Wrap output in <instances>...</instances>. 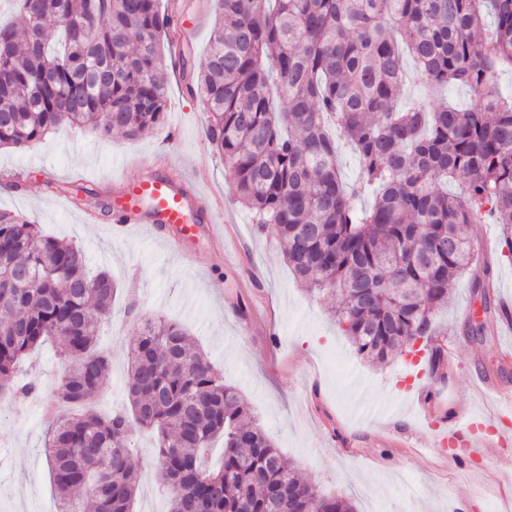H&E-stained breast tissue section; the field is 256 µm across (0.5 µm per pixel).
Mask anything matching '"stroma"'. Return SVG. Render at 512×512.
Segmentation results:
<instances>
[{
    "label": "stroma",
    "mask_w": 512,
    "mask_h": 512,
    "mask_svg": "<svg viewBox=\"0 0 512 512\" xmlns=\"http://www.w3.org/2000/svg\"><path fill=\"white\" fill-rule=\"evenodd\" d=\"M167 115L133 140L63 124L24 147L0 148V173L25 169L20 185L0 180V210L26 215L56 238L84 248L90 271H108L121 288L99 346L111 370L97 409L124 407L129 347L128 304L186 325L197 347L254 408L256 422L300 474L326 494L351 499L357 512H512V411L489 422L496 390L512 392V253L496 224L473 235L493 268L494 311L483 336H466L470 278L459 277L435 318L454 343L446 376L436 381L427 360L397 355L364 361L333 317L340 298L311 292L288 268L283 243L258 231L237 202L224 159L205 136L208 115L179 74L166 70ZM162 151L204 194L222 198L234 216L220 224L221 247L193 240L189 255L171 251L148 230L112 232L107 200L140 157ZM99 221L86 224L83 210ZM246 306L248 317L237 313ZM39 397L0 396V512H59L44 444L53 396L69 367L47 342L30 356ZM463 418L450 423L449 414ZM455 437L445 442L444 430ZM143 472L135 512H165L144 450L133 438Z\"/></svg>",
    "instance_id": "obj_1"
}]
</instances>
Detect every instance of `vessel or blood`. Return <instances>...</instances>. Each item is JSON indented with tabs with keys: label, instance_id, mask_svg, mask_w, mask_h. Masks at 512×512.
<instances>
[{
	"label": "vessel or blood",
	"instance_id": "b4317fda",
	"mask_svg": "<svg viewBox=\"0 0 512 512\" xmlns=\"http://www.w3.org/2000/svg\"><path fill=\"white\" fill-rule=\"evenodd\" d=\"M136 168L137 176L123 178L121 192L111 201L114 231L143 224L170 249L181 252L202 225L215 224L222 201L189 188L184 177L171 174L163 157L140 159Z\"/></svg>",
	"mask_w": 512,
	"mask_h": 512
}]
</instances>
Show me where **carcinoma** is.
Segmentation results:
<instances>
[{
	"label": "carcinoma",
	"mask_w": 512,
	"mask_h": 512,
	"mask_svg": "<svg viewBox=\"0 0 512 512\" xmlns=\"http://www.w3.org/2000/svg\"><path fill=\"white\" fill-rule=\"evenodd\" d=\"M0 22V147L40 140L62 123L127 139L167 113L160 0H5ZM206 60H186V91L206 103V136L224 157L253 223L285 244L288 268L312 291L339 293L333 315L358 355L383 363L415 339L430 344L434 380L448 351L432 327L452 282L474 268L489 312L490 265L475 224H501L512 258V0H217ZM416 77L464 86L467 107L398 108L401 47ZM358 156L356 208L337 141ZM462 181L466 194L448 193ZM109 272L41 225L0 212V394L35 390L19 378L28 355L58 343L71 367L47 403V462L62 512H133L142 475L135 429L155 434V479L168 512H355L298 477L246 418L250 404L180 324L134 313L129 407L95 410L110 358L97 333L112 313ZM223 459L212 467L216 441Z\"/></svg>",
	"instance_id": "1"
}]
</instances>
